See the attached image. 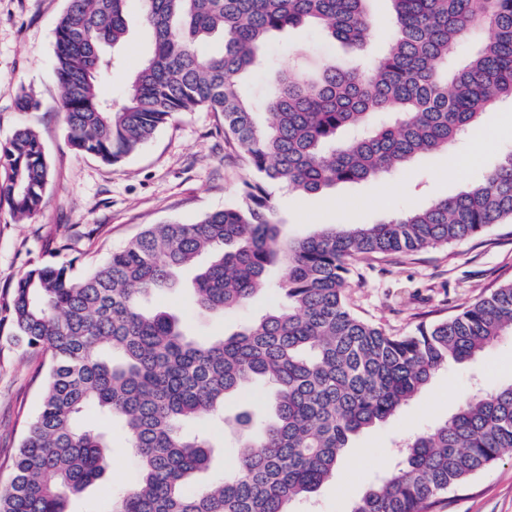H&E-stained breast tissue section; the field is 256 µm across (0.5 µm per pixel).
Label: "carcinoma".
I'll return each mask as SVG.
<instances>
[{
    "instance_id": "1",
    "label": "carcinoma",
    "mask_w": 512,
    "mask_h": 512,
    "mask_svg": "<svg viewBox=\"0 0 512 512\" xmlns=\"http://www.w3.org/2000/svg\"><path fill=\"white\" fill-rule=\"evenodd\" d=\"M368 2L144 0L151 49L116 107L101 87L121 63L105 48L126 36L127 0H68L54 50L76 152L118 163L160 125L203 109L222 117L253 178L241 203L191 224H153L83 276L61 265L20 278L0 321L26 350L48 354L49 367L39 409L7 457L0 512H67L68 499L102 479L112 444L82 422L90 408L123 424L140 466L113 512H288L333 476L351 437L394 415L448 362L470 361L512 336V282L403 336L358 317L346 301L357 260L448 245L512 220V152L480 183L425 208L280 236L270 187L318 194L391 174L448 149L489 108L512 101V0H389L393 28L378 54L312 78L293 66L259 102L240 92L273 33L314 24L364 50ZM476 31L486 41L455 59ZM216 33L223 51L201 52ZM49 174L33 129L0 143V205L13 216L40 212ZM205 251L210 261L193 279L199 308L224 314L264 288L277 290L279 306L207 340L148 306ZM258 382L272 387L274 417L260 423L253 410L239 412L238 467L216 485L189 489L191 476L209 467L211 444L187 422L223 416L227 397ZM402 454L351 512H434L444 493L512 457V383L469 395L444 423L411 436Z\"/></svg>"
}]
</instances>
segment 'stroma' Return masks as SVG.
Returning a JSON list of instances; mask_svg holds the SVG:
<instances>
[{"mask_svg": "<svg viewBox=\"0 0 512 512\" xmlns=\"http://www.w3.org/2000/svg\"><path fill=\"white\" fill-rule=\"evenodd\" d=\"M66 0H0V143L28 126L38 134L50 166L44 205L34 218L16 221L0 208V304L11 296L23 273L37 264L67 262L80 276L122 249L151 224L193 223L208 212L235 204L252 176L246 160L224 139V124L214 113L185 112L161 126L138 152L116 164L76 153L68 142L61 90L54 72L53 31ZM142 0L126 4L129 31L120 52V77L105 85L122 102L128 77L147 55L151 36L142 23ZM306 72L326 62L350 68L356 52L329 38L319 27L303 25L272 35L262 61L242 82L250 98H262L276 70L287 68L297 52ZM38 108L19 111L22 92ZM512 151V103L487 113L482 128L449 150L420 155L405 170L379 180L340 184L321 194L274 189L275 219L282 236L314 234L325 224H376L458 194L480 182L493 162ZM181 270L175 288L155 297L154 307L176 312L192 335L215 338L237 331L280 303L269 289L246 309L217 315L193 301L196 265ZM512 281V222L492 225L463 242L411 255L358 260L348 276V305L387 332L405 335L422 323L451 317L463 304ZM49 358L17 346L9 325L0 326V454L8 455L22 436L21 421L34 415ZM512 382V339L486 348L474 361L449 364L429 385L386 422L355 436L336 474L310 497L291 503V512H349L374 477L399 461L400 445L413 434L444 422L467 392ZM191 430L209 435V469L197 482H219L238 466L233 428L200 416ZM112 466L102 484L70 499L69 512H104L108 492L135 484L140 473L120 424L112 426ZM436 512H512V459L476 474L468 488L442 495Z\"/></svg>", "mask_w": 512, "mask_h": 512, "instance_id": "obj_1", "label": "stroma"}]
</instances>
